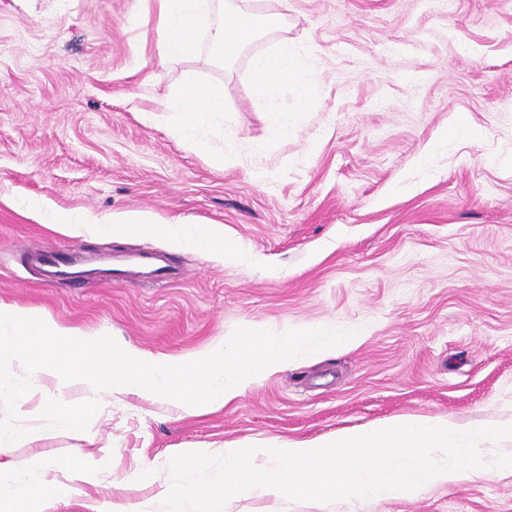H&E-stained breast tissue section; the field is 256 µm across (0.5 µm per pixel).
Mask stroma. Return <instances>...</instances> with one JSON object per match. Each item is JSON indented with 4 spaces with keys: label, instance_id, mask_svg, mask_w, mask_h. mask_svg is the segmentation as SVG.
Wrapping results in <instances>:
<instances>
[{
    "label": "stroma",
    "instance_id": "stroma-1",
    "mask_svg": "<svg viewBox=\"0 0 512 512\" xmlns=\"http://www.w3.org/2000/svg\"><path fill=\"white\" fill-rule=\"evenodd\" d=\"M286 24L229 67L159 63L154 0H0V302L172 359L234 329L353 332L291 360L224 409L184 415L116 396L86 431L21 420L18 460L111 465L123 479L173 448L298 440L411 413L492 423L512 415V0H235ZM285 41L309 81L264 93L254 58ZM224 91L206 144L182 145L162 106L186 74ZM287 136L270 141L273 124ZM467 126L472 137L451 131ZM266 171L254 183V171ZM145 213L223 229L248 266L167 237L60 226ZM83 256L79 282L44 272L32 245ZM177 281L114 285L131 255ZM321 512H512V473Z\"/></svg>",
    "mask_w": 512,
    "mask_h": 512
}]
</instances>
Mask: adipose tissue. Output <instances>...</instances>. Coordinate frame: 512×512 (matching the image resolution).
<instances>
[{
  "instance_id": "adipose-tissue-1",
  "label": "adipose tissue",
  "mask_w": 512,
  "mask_h": 512,
  "mask_svg": "<svg viewBox=\"0 0 512 512\" xmlns=\"http://www.w3.org/2000/svg\"><path fill=\"white\" fill-rule=\"evenodd\" d=\"M156 30L161 57L190 58L207 54L217 65L236 56L265 33L278 28L276 15L257 17L232 0H156ZM263 92L291 84L305 97L308 81L293 49L281 43L258 57L251 73ZM165 111L181 115L179 138L190 149H201L199 131L212 114L223 111L224 93L186 76ZM512 441V416L492 425L463 424L444 417L395 415L373 424L343 428L306 440L225 443L221 448L192 446L144 461L124 480L126 496L112 499L110 484L96 468L71 461L32 465L13 461L0 477V512L15 502L25 512H49L59 501L78 499L83 512H224L241 498L284 497L324 501L344 492L356 498H398L420 495L434 485L466 482L494 471L512 472V453L501 449ZM224 463L223 476L206 485L177 484L166 470L195 471L214 459ZM153 495L138 496L143 479Z\"/></svg>"
}]
</instances>
